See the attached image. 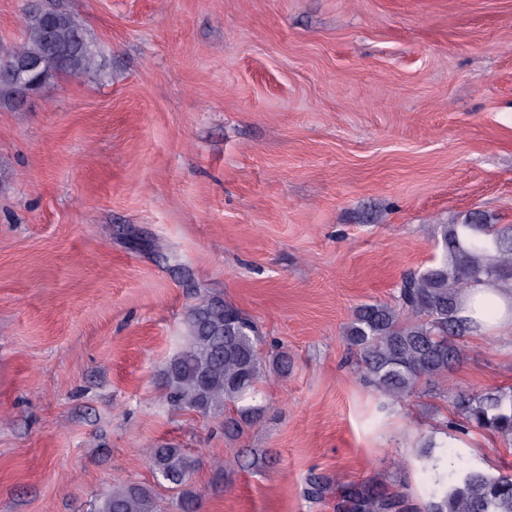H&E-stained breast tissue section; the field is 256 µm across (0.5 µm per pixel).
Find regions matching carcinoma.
I'll return each mask as SVG.
<instances>
[{
    "mask_svg": "<svg viewBox=\"0 0 512 512\" xmlns=\"http://www.w3.org/2000/svg\"><path fill=\"white\" fill-rule=\"evenodd\" d=\"M24 38L0 53V106L18 108L19 84L10 76L22 64L34 65L32 88L43 90L62 75L79 76L96 64L97 51L74 14L43 2L23 9ZM440 254L423 270L406 274L394 305L375 302L355 309L345 328L346 341L359 356L358 368L382 395L395 402L445 381L464 358L463 340L478 325L461 315L462 295L475 285L512 280V225L492 224L471 213L460 222L435 228ZM185 342L161 371L160 384L174 408L202 415L255 397L267 365L288 371V356L264 361L256 325L220 298L202 299L186 316ZM453 418L448 431L482 430L512 441V387L480 393L448 387ZM238 418L225 421L229 431L254 418L258 408L241 406ZM425 442V465L437 471L423 512H512V473L489 474L459 466L438 472V458ZM157 480L182 486L193 462L181 448L162 445L148 455ZM346 512H412L405 500L374 483L346 488ZM94 512H163L153 490L135 483L104 491Z\"/></svg>",
    "mask_w": 512,
    "mask_h": 512,
    "instance_id": "obj_1",
    "label": "carcinoma"
}]
</instances>
